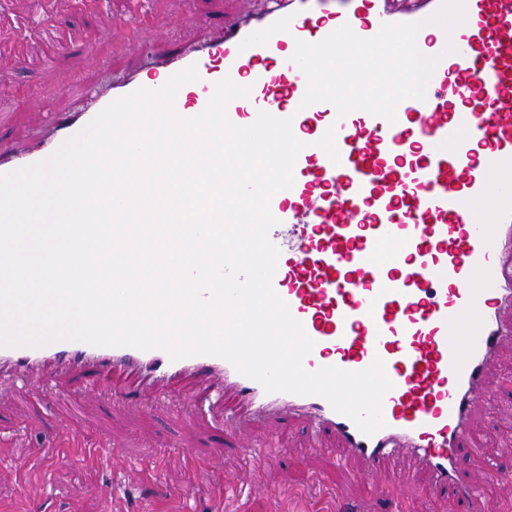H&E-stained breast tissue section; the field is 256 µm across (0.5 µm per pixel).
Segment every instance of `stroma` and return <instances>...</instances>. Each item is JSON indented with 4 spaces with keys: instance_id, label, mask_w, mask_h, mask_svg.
Here are the masks:
<instances>
[{
    "instance_id": "stroma-1",
    "label": "stroma",
    "mask_w": 512,
    "mask_h": 512,
    "mask_svg": "<svg viewBox=\"0 0 512 512\" xmlns=\"http://www.w3.org/2000/svg\"><path fill=\"white\" fill-rule=\"evenodd\" d=\"M127 0H107L101 10L81 0H0V148L23 152L57 135L55 114L68 112L65 86L80 77L99 92L123 72L132 53L124 44ZM263 0H152V8L171 26L169 44H190L217 35L225 17L261 9ZM233 392L197 389L185 380L162 390L129 395L124 408L87 392L80 373L45 371L38 380L0 393V512H102L103 494L123 512H220L214 489L243 479L256 495L238 512H468L451 495L421 493L415 483L396 485L393 499L349 482L355 460L343 459L336 444L311 448L303 424L282 427L281 447L266 448L269 421H256L261 445L244 457L229 447L224 411ZM474 428L485 456L502 471L495 503L512 501V383H506L491 417L476 415ZM97 439L119 451L115 474L72 459L48 460V443L58 430ZM204 468L190 497H182L184 454Z\"/></svg>"
}]
</instances>
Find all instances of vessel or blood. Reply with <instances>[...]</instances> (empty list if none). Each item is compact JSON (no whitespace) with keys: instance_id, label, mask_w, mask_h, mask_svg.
Segmentation results:
<instances>
[{"instance_id":"b4317fda","label":"vessel or blood","mask_w":512,"mask_h":512,"mask_svg":"<svg viewBox=\"0 0 512 512\" xmlns=\"http://www.w3.org/2000/svg\"><path fill=\"white\" fill-rule=\"evenodd\" d=\"M440 5L268 0L249 19L225 20L223 34L207 44L157 55L143 47L139 30L158 32L166 23L132 0L126 37L139 68L64 120L58 140L42 151L0 160V174L42 161L112 101L159 89L192 65L199 79L179 88L176 113L201 114L223 79L249 87L227 105L229 121L246 127L262 111L288 118L303 144L293 186L270 201L277 223L269 231L279 250L273 289L313 342L303 367L357 372L382 360L393 384L383 428L362 433L319 395L266 392L213 355L174 360L161 349L61 341L0 347V374L24 375L49 361L80 368L90 390H107L116 406L135 385L160 388L194 375L209 388L234 389L233 447L251 448L253 419L295 417L336 438L359 463L353 480L370 490L391 496L380 464L406 453L429 474V493L454 494L484 512L462 463L481 453L473 415L497 385L500 348L512 341V0H465L466 20L450 34L429 21ZM417 21L419 50L439 59L425 100L402 101L392 123L364 110L341 117L326 101L302 106L307 78L292 61L297 42H320L344 25L368 39L382 24ZM54 441L110 462L70 433Z\"/></svg>"}]
</instances>
